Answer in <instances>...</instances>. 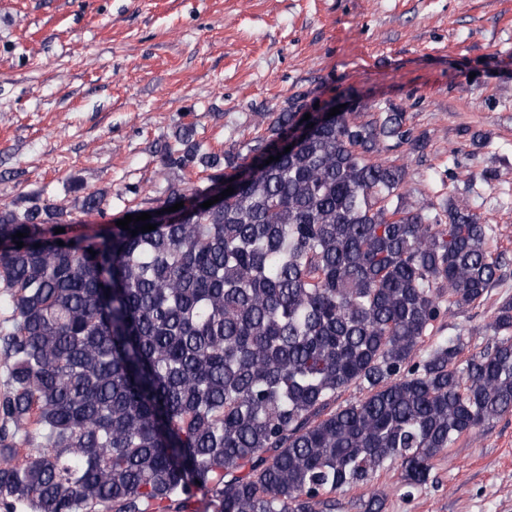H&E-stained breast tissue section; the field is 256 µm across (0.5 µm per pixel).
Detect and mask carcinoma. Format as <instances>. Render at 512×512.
Wrapping results in <instances>:
<instances>
[{
  "label": "carcinoma",
  "instance_id": "cac0c4a2",
  "mask_svg": "<svg viewBox=\"0 0 512 512\" xmlns=\"http://www.w3.org/2000/svg\"><path fill=\"white\" fill-rule=\"evenodd\" d=\"M309 95L267 113L242 150L180 129L163 165L234 193L175 220L167 208L206 188L171 184L145 207L150 232L74 235L81 220L53 204H0L7 512H145L194 488L212 512H334L336 492L388 463L411 495L438 454L512 411L511 299L487 325L492 347L463 361L456 336L417 356L442 303L480 302L503 260L471 211L408 204L406 167L385 154L427 140L402 110L342 112L279 161L247 164L307 125ZM352 384L368 395L330 409Z\"/></svg>",
  "mask_w": 512,
  "mask_h": 512
}]
</instances>
